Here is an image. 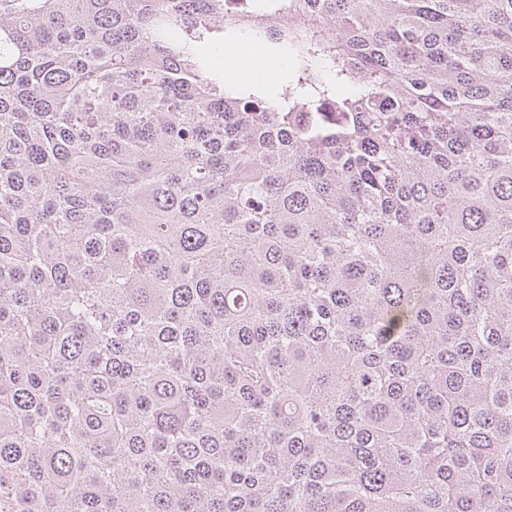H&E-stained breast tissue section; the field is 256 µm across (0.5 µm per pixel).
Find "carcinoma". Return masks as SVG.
<instances>
[{"mask_svg": "<svg viewBox=\"0 0 512 512\" xmlns=\"http://www.w3.org/2000/svg\"><path fill=\"white\" fill-rule=\"evenodd\" d=\"M0 512H512V0H0ZM259 59V68L252 74L251 79L259 81L267 86H277L286 71L287 62L283 58L267 56L261 50H255ZM261 78H259V77Z\"/></svg>", "mask_w": 512, "mask_h": 512, "instance_id": "1", "label": "carcinoma"}]
</instances>
